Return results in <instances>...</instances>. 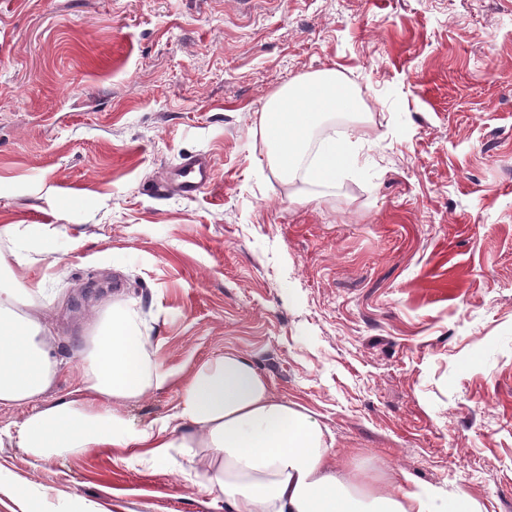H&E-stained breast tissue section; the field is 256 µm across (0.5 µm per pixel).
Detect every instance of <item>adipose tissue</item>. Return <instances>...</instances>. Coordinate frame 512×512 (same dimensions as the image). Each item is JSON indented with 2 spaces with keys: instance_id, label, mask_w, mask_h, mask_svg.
Masks as SVG:
<instances>
[{
  "instance_id": "1",
  "label": "adipose tissue",
  "mask_w": 512,
  "mask_h": 512,
  "mask_svg": "<svg viewBox=\"0 0 512 512\" xmlns=\"http://www.w3.org/2000/svg\"><path fill=\"white\" fill-rule=\"evenodd\" d=\"M362 110L360 96L335 71L293 80L260 113L271 167L289 183L335 187L356 165L357 150L347 139L315 142L314 133L339 115L357 120ZM45 294L44 281L0 275V405L26 409L5 435L34 460L98 449L149 466L191 468L203 460V488L223 498L226 512H471L463 493L412 486L407 473L376 477L339 466L329 429L276 396L248 355L228 350L188 379H175L131 304L94 311L80 387L46 402L65 367L35 310ZM169 387L177 392L173 413L135 426L126 405Z\"/></svg>"
}]
</instances>
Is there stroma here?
Returning <instances> with one entry per match:
<instances>
[{
  "label": "stroma",
  "instance_id": "35a3bbf8",
  "mask_svg": "<svg viewBox=\"0 0 512 512\" xmlns=\"http://www.w3.org/2000/svg\"><path fill=\"white\" fill-rule=\"evenodd\" d=\"M333 69L375 109L301 200L258 123ZM209 154L196 199L150 188ZM40 229L57 354L136 301L163 368L237 350L348 467L512 512V0H0V227ZM202 476L0 443V512H224Z\"/></svg>",
  "mask_w": 512,
  "mask_h": 512
}]
</instances>
